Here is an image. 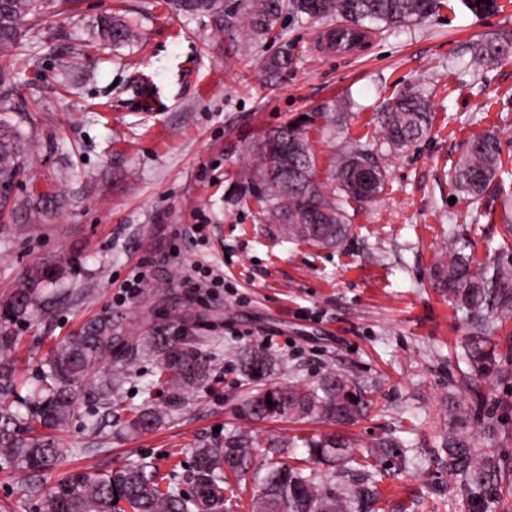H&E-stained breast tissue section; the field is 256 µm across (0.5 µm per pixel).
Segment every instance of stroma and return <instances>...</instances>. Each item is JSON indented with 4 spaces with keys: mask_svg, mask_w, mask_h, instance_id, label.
I'll return each instance as SVG.
<instances>
[{
    "mask_svg": "<svg viewBox=\"0 0 512 512\" xmlns=\"http://www.w3.org/2000/svg\"><path fill=\"white\" fill-rule=\"evenodd\" d=\"M115 12L137 26L134 45L97 44L96 20ZM37 25L23 54L8 63L17 92L0 99V114L34 144L12 188L15 207L0 213V302L38 261L55 267L68 297L50 322L32 312L6 327L18 397L37 385L52 347L103 315L134 343L159 333L196 337L207 364L203 386L148 433L111 422L97 434L92 424L103 411L83 401L55 434L63 456L45 486L145 458L173 472L188 495L196 446L250 434L260 446L241 487L252 494L265 473L267 442L333 430L237 413L251 388L237 358L255 347L279 357L275 381L309 384L341 372L371 391L376 410L345 430L357 455L397 439L408 457L426 458L446 435L452 401L476 406L470 436L481 438L495 424L498 448L512 455V317L491 328L508 376L477 379L460 357L466 320L429 279L459 236L470 240L476 262L512 254L499 201L488 195L472 205L450 179L469 140L493 130L502 177L512 185V59L476 68L465 51L470 39L512 33V0H497L484 15L462 0H442L418 24L371 28L372 44L346 60L312 49L328 21L288 13L274 41L174 13L164 0H47ZM283 51L291 66L264 82L261 61ZM144 81L155 89V106L137 103L134 89ZM413 86L430 96L432 129L394 152L377 131V114ZM337 109L335 127L308 131L318 179L331 183L337 154L360 145L385 182L371 201L346 204V241L322 248L289 237L268 206L245 200L236 174L257 162L269 132ZM39 195L46 204L34 220L25 206ZM194 224L203 225V238L193 237ZM142 259L149 262L146 286L117 304L120 284ZM198 261L225 279L224 289L202 300L180 285ZM172 310L180 320L169 318ZM29 481L0 467V512H41L40 498L25 491ZM381 490L385 512H462L448 503L442 469L396 472Z\"/></svg>",
    "mask_w": 512,
    "mask_h": 512,
    "instance_id": "1",
    "label": "stroma"
}]
</instances>
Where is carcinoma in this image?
<instances>
[{
  "label": "carcinoma",
  "instance_id": "obj_1",
  "mask_svg": "<svg viewBox=\"0 0 512 512\" xmlns=\"http://www.w3.org/2000/svg\"><path fill=\"white\" fill-rule=\"evenodd\" d=\"M45 0H0V58L11 56L22 48L23 30L41 14ZM172 9L184 14L207 13L226 26H239L259 37H269L288 11L310 19L341 18L356 27L369 21L387 27L420 22L441 7V0H248L244 12L235 22L224 19V0H169ZM97 41L121 46L133 43L137 29L118 15L97 21ZM512 49V37L502 33L482 37L469 47L471 62L478 68L503 59V51ZM291 65L286 52L266 58L264 71L271 79ZM322 120L336 126V113L314 112L306 123L284 125L269 133L261 144L259 163L239 175L247 183L249 196L260 200L266 196L276 201L275 214L287 227L288 235L311 244L330 247L341 244L349 233L344 203L367 202L369 196L356 192L352 181L357 168L377 174L376 189L384 182L382 169L361 148L339 154L333 179L341 196L331 197L323 183L316 179L317 164L306 138V127ZM380 134L394 150L410 147L432 129L433 115L425 91L419 87L394 96L379 116ZM31 148L21 129L0 118V210L7 207L14 179L22 173ZM451 182L474 201L481 200L489 189L504 199L505 232L512 237V195L501 178L500 140L485 133L471 140L464 155L454 167ZM467 242L453 244L433 268L435 287L448 294L456 308L465 313L470 326L465 337V357L473 375L492 380L505 372L499 364L496 345L489 336L492 319L512 314V255H498L489 263H474L465 253ZM48 266H34L5 303L0 304V323L18 319L35 307L45 320L56 313L55 305L37 302L39 287L53 282ZM159 359L157 379L148 384L147 402L132 409L119 397L129 376V359L138 352ZM279 359L256 348L239 357V368L249 379L262 382L277 371ZM13 368L0 362V461L19 471L42 476L58 461L61 452L49 433L66 426L83 399H91L117 416L125 413V428L142 433L160 426L165 418L184 403L189 389L206 378L197 339L173 340L168 336H151L137 346L128 337L114 334L112 318L102 317L84 324L51 349L40 375L41 394L23 403L25 411L4 403L13 392ZM164 389L167 400L153 403L150 394ZM272 405L266 404V399ZM376 406L368 396L341 373H328L319 381L306 385L257 388L239 406L248 419H311L338 427L352 426L367 417ZM473 410L464 406L450 408L448 447L436 448L430 463L446 457L448 495L460 499L468 512H486L490 499L512 494V457L496 448L474 442L460 429L468 424ZM309 458L337 467V473L353 470L365 479L349 486L340 481L334 485L321 480L310 468L289 465L281 458L294 447L293 440L269 443L271 458L259 479L258 494L251 512H382L379 482L388 472L378 468L372 459H361L348 451L351 447L343 432L319 439H302ZM257 440L240 435L227 445L195 449L198 462L196 490L188 497L176 488L161 489L156 466L144 460L128 463L107 474L75 472L55 483L42 495L43 512H239L243 507L241 492L227 480L246 475L252 466ZM376 447L391 453L397 469L412 461L392 440L376 442Z\"/></svg>",
  "mask_w": 512,
  "mask_h": 512
}]
</instances>
